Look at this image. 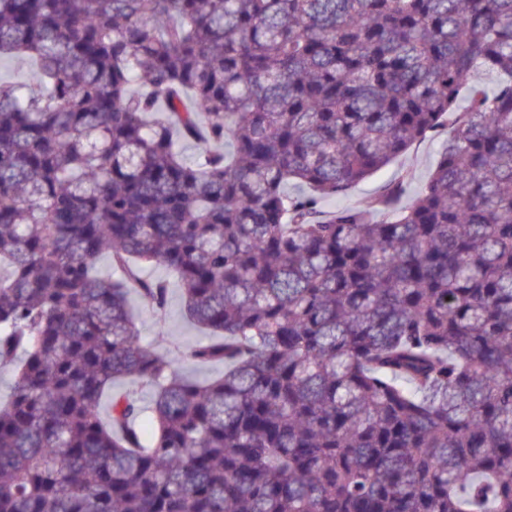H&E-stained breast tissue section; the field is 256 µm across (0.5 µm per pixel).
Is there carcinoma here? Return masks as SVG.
Here are the masks:
<instances>
[{"instance_id": "obj_1", "label": "carcinoma", "mask_w": 512, "mask_h": 512, "mask_svg": "<svg viewBox=\"0 0 512 512\" xmlns=\"http://www.w3.org/2000/svg\"><path fill=\"white\" fill-rule=\"evenodd\" d=\"M1 56L0 512H512V0H0ZM447 136L448 133L445 131L439 137L426 138L413 144L391 165L356 184L346 194L325 200L323 210L331 211L338 207L359 205L380 194L390 180L398 178L405 172L411 175L407 195L404 198V201L409 202L427 181ZM143 279L165 280L168 285V306L166 319L163 325V337L157 341L158 349L163 353L177 351L204 337L193 324H191L184 312L181 290L173 273L162 266L148 265L141 272ZM182 374L195 379L215 378L224 374V364L200 365L182 356L178 366Z\"/></svg>"}]
</instances>
